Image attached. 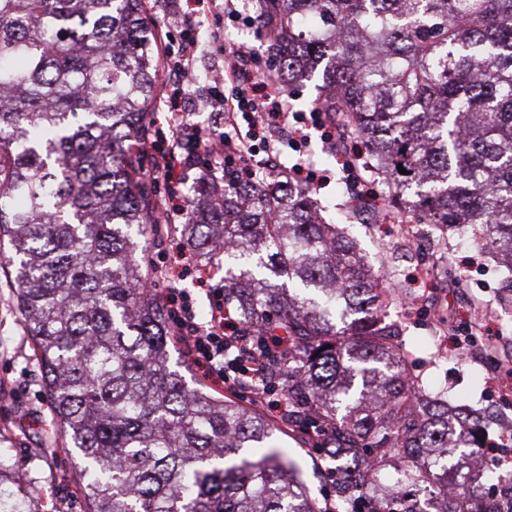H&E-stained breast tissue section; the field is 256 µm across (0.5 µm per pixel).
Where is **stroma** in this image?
<instances>
[{
  "label": "stroma",
  "mask_w": 512,
  "mask_h": 512,
  "mask_svg": "<svg viewBox=\"0 0 512 512\" xmlns=\"http://www.w3.org/2000/svg\"><path fill=\"white\" fill-rule=\"evenodd\" d=\"M198 51L194 71L186 86L191 96L204 97L212 75L224 68V50L238 43L254 47L261 67L276 60L258 21L254 0H244L243 13L254 16L255 25L216 27L202 0L196 6ZM306 158L316 172L328 174L329 183L316 190L326 222L339 225L356 238L368 261L379 267L391 293L387 313L404 330L403 339L412 356L409 369L429 386L447 388L449 395L479 413L484 432L497 437L503 426H512V396L500 392L494 363L512 364V291L503 288L494 262L480 254L467 236L445 231L429 253H411L401 237L406 213L381 207L377 220L366 219L351 204L345 176L334 152L327 150L319 132L309 134L303 153L283 149V166ZM428 264L438 270L430 288L414 279L415 267ZM174 286L190 294L197 320H205L209 307L207 289L223 283L224 261L213 260L207 274L174 268ZM14 271L0 267V467L21 478L20 484H0V500L20 505L23 512H83L84 501L77 484L74 456L56 430L34 356L32 339L13 301ZM426 294L427 304L410 307L407 298ZM488 312L484 336H492L495 350L488 359L469 355L471 345L484 336L465 342V328L472 310ZM280 445L296 460L309 494L325 506L332 477L329 463L304 442L284 436Z\"/></svg>",
  "instance_id": "1"
}]
</instances>
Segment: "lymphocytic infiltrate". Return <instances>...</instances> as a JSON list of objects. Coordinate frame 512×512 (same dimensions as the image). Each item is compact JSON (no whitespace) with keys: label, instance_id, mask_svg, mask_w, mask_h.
I'll return each instance as SVG.
<instances>
[{"label":"lymphocytic infiltrate","instance_id":"1","mask_svg":"<svg viewBox=\"0 0 512 512\" xmlns=\"http://www.w3.org/2000/svg\"><path fill=\"white\" fill-rule=\"evenodd\" d=\"M171 19V31L179 37L178 52L169 63L176 80L166 101L167 143L156 152L150 172L155 184L171 186L185 180L194 169L211 177L230 167L235 174L253 178L254 157L279 156V143L268 133L283 126L290 129V142L297 148L307 143V132L313 128L321 131L323 140L335 139V122L317 108L307 112L295 109L278 74L256 69L255 54L243 46L225 54L224 71L215 78L204 101L216 115L215 127L191 124L185 83L191 76L198 45L194 16L181 9L172 13ZM164 300L172 334L182 338L189 360L203 377L230 392L248 390L255 402L265 403L264 362L251 337L243 334L232 317L223 289L211 290V316L202 323L197 322L188 295L170 291Z\"/></svg>","mask_w":512,"mask_h":512}]
</instances>
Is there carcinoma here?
Listing matches in <instances>:
<instances>
[{
	"label": "carcinoma",
	"mask_w": 512,
	"mask_h": 512,
	"mask_svg": "<svg viewBox=\"0 0 512 512\" xmlns=\"http://www.w3.org/2000/svg\"><path fill=\"white\" fill-rule=\"evenodd\" d=\"M144 0H0V242L86 512H317L258 407L192 387L147 289L157 202L136 146L159 73ZM287 85L351 127L412 224L463 228L512 276V0H265ZM404 168L406 173L399 172ZM182 234L222 256L224 302L265 359L288 432L335 464L336 512H450L408 487L475 464L448 391L421 392L388 292L319 222L313 189L233 176Z\"/></svg>",
	"instance_id": "obj_1"
}]
</instances>
